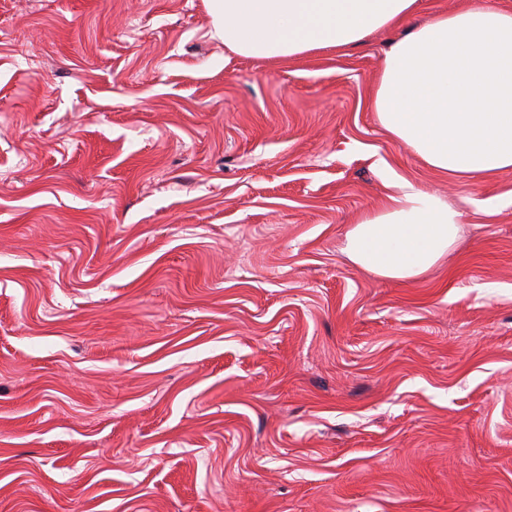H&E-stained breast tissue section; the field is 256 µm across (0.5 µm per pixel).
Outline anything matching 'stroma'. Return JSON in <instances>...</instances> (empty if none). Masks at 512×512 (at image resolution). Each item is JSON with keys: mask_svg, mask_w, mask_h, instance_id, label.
<instances>
[{"mask_svg": "<svg viewBox=\"0 0 512 512\" xmlns=\"http://www.w3.org/2000/svg\"><path fill=\"white\" fill-rule=\"evenodd\" d=\"M391 38L0 0V512H512V171L386 134ZM388 173L461 214L415 280L343 251Z\"/></svg>", "mask_w": 512, "mask_h": 512, "instance_id": "obj_1", "label": "stroma"}]
</instances>
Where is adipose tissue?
Masks as SVG:
<instances>
[{
	"label": "adipose tissue",
	"instance_id": "adipose-tissue-1",
	"mask_svg": "<svg viewBox=\"0 0 512 512\" xmlns=\"http://www.w3.org/2000/svg\"><path fill=\"white\" fill-rule=\"evenodd\" d=\"M230 51L293 58L348 48L407 25L393 40L369 107L380 126L421 162L459 180L512 169V12L471 0L418 20L420 0H207ZM385 209L345 237L349 260L408 281L435 267L460 240V215L435 194L390 181Z\"/></svg>",
	"mask_w": 512,
	"mask_h": 512
}]
</instances>
